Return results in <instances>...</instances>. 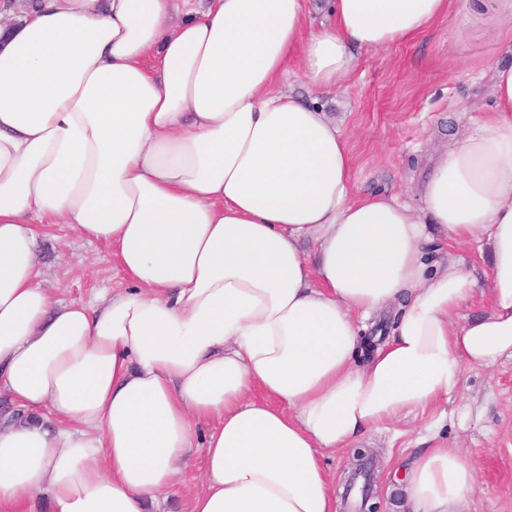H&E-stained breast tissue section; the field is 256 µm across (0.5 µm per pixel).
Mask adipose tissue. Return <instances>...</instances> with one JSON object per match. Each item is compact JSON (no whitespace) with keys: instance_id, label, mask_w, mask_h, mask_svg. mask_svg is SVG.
Segmentation results:
<instances>
[{"instance_id":"ef3b65f1","label":"adipose tissue","mask_w":512,"mask_h":512,"mask_svg":"<svg viewBox=\"0 0 512 512\" xmlns=\"http://www.w3.org/2000/svg\"><path fill=\"white\" fill-rule=\"evenodd\" d=\"M451 10L326 0L315 26L307 0H211L182 20L173 0H38L0 24V512L37 496L151 512L197 452L187 512H336L325 455L512 358V65L418 208L355 196L342 121L289 84L351 91L359 55ZM45 224L105 242L126 287L56 299ZM458 246L487 249L485 278ZM387 310L362 356L361 320ZM396 473L407 512H469L461 448Z\"/></svg>"}]
</instances>
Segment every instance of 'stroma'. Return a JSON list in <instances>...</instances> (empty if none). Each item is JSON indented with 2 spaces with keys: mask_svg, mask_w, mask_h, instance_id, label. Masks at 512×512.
Returning <instances> with one entry per match:
<instances>
[{
  "mask_svg": "<svg viewBox=\"0 0 512 512\" xmlns=\"http://www.w3.org/2000/svg\"><path fill=\"white\" fill-rule=\"evenodd\" d=\"M512 64V0H458L449 20L420 40L361 57L350 93L321 94L343 119L356 157V195L380 193L419 203V186L448 142L475 128V106L490 105V75ZM37 263L45 287L64 302L90 301L124 287L110 248L53 224ZM436 439L463 448L478 471L470 512H512V361L465 367L459 388L432 413L369 433L379 512H394L399 485L391 458Z\"/></svg>",
  "mask_w": 512,
  "mask_h": 512,
  "instance_id": "1",
  "label": "stroma"
}]
</instances>
